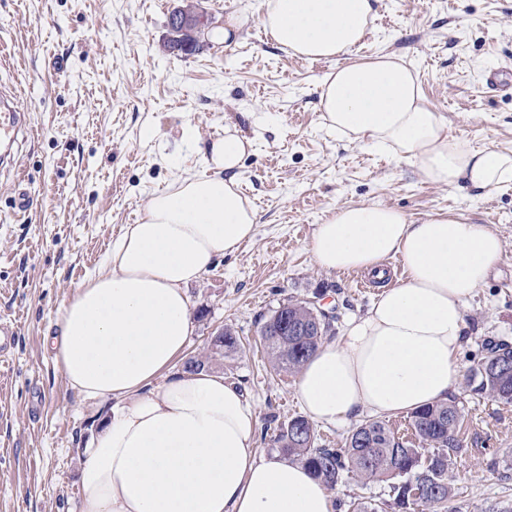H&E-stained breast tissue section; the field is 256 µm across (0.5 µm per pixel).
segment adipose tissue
Wrapping results in <instances>:
<instances>
[{
  "label": "adipose tissue",
  "mask_w": 512,
  "mask_h": 512,
  "mask_svg": "<svg viewBox=\"0 0 512 512\" xmlns=\"http://www.w3.org/2000/svg\"><path fill=\"white\" fill-rule=\"evenodd\" d=\"M376 0H263L273 42L312 61L337 60L319 107L337 138L414 161L432 183L477 192L512 185V153L451 137L420 81L390 54L350 61ZM251 142L237 129L210 149L209 173L151 194L143 218L112 242L105 269L60 309L48 345L69 385L108 400L83 450L82 512H333L330 491L297 460L265 455L245 394L221 371L177 370L191 332L187 288L257 232L239 189ZM327 272L362 271L383 289L339 339L302 367L297 394L316 424L389 415L443 402L461 377L464 301L502 251L487 225L453 215L412 222L384 205H346L309 243ZM406 277L386 286L382 263Z\"/></svg>",
  "instance_id": "1"
}]
</instances>
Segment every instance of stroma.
<instances>
[{"label": "stroma", "mask_w": 512, "mask_h": 512, "mask_svg": "<svg viewBox=\"0 0 512 512\" xmlns=\"http://www.w3.org/2000/svg\"><path fill=\"white\" fill-rule=\"evenodd\" d=\"M183 0H0V96H21L28 133L0 166V316L14 319L0 364V512H80L82 448L109 412L67 383L47 347L60 307L101 267L149 196L203 174L204 154L237 128L252 148L239 171L258 212L255 238L191 284L187 355L232 327L242 345L219 369L252 403L258 445L275 450L279 426L302 415L296 378L275 374L260 320L288 298H319L336 329L363 314L373 281L317 268L308 249L336 208L382 204L413 221L449 213L488 225L502 255L465 303L462 373L487 341L512 344V186L476 193L426 180L418 166L336 138L318 108L332 61L293 56L265 34L260 0H205L203 51L162 52L168 17ZM239 27L225 34L229 19ZM402 57L450 136L512 151V0H379L355 51ZM510 82H488L491 70ZM193 137H186V130ZM26 192V210L14 208ZM454 394L463 414L454 493L439 512L512 508V403Z\"/></svg>", "instance_id": "obj_1"}]
</instances>
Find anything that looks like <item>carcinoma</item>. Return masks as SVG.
<instances>
[{"label":"carcinoma","instance_id":"carcinoma-1","mask_svg":"<svg viewBox=\"0 0 512 512\" xmlns=\"http://www.w3.org/2000/svg\"><path fill=\"white\" fill-rule=\"evenodd\" d=\"M306 321L313 330L303 336L283 332V320ZM335 318L314 313V308L298 299L279 305L260 327V336L271 366L278 373L296 375L316 351L323 338L334 333ZM238 339L226 327L218 341L208 343L203 352L186 359L182 369L196 372L210 368L236 351ZM487 355L472 369L470 381L475 390L496 401L512 403V346L506 343H486ZM461 409L451 398L416 410L410 414L411 426L418 441L432 448L423 455L415 442L398 434L383 420L367 419L356 427L342 448H327L317 443L314 424L304 416H295L296 430L283 423L277 437V451L305 464L328 489L333 490L346 473L364 484H392V501L387 506L397 512L415 508L431 510L448 501L453 491L449 475L451 454L460 450L458 431Z\"/></svg>","mask_w":512,"mask_h":512}]
</instances>
